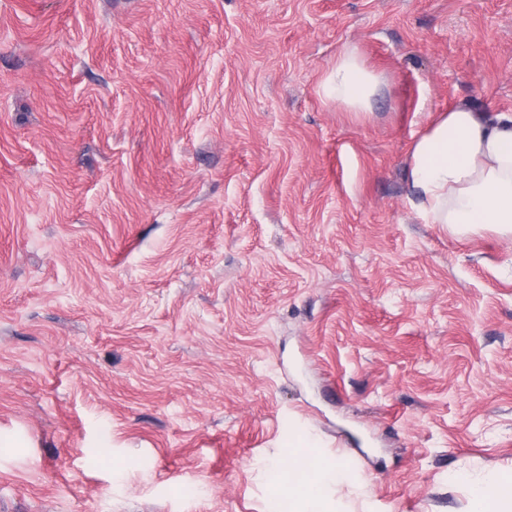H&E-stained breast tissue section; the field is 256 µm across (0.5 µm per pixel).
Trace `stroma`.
Here are the masks:
<instances>
[{"mask_svg": "<svg viewBox=\"0 0 512 512\" xmlns=\"http://www.w3.org/2000/svg\"><path fill=\"white\" fill-rule=\"evenodd\" d=\"M458 104L512 110V0H0V512H290L310 441L325 512H467L512 240L407 201ZM378 84V77L364 65L356 50L347 48L323 81L321 94L357 115H367Z\"/></svg>", "mask_w": 512, "mask_h": 512, "instance_id": "1", "label": "stroma"}]
</instances>
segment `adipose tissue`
<instances>
[{
    "mask_svg": "<svg viewBox=\"0 0 512 512\" xmlns=\"http://www.w3.org/2000/svg\"><path fill=\"white\" fill-rule=\"evenodd\" d=\"M379 84L355 49H345L321 85L322 96L366 114ZM409 203L429 223L459 237L489 229L512 238V112L467 105L441 112L414 141Z\"/></svg>",
    "mask_w": 512,
    "mask_h": 512,
    "instance_id": "adipose-tissue-1",
    "label": "adipose tissue"
}]
</instances>
